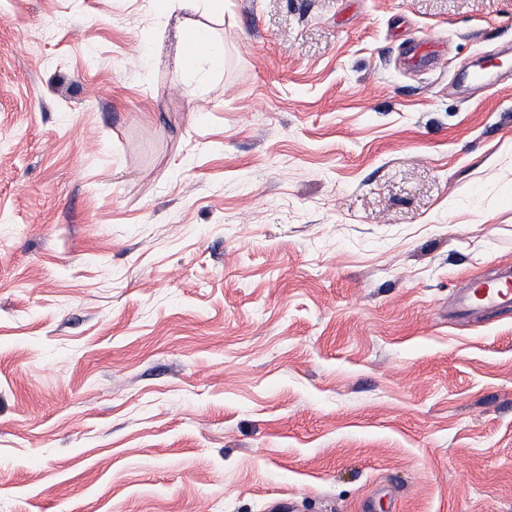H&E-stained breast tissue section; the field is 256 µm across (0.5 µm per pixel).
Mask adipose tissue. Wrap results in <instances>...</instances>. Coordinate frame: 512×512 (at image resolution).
<instances>
[{
	"label": "adipose tissue",
	"mask_w": 512,
	"mask_h": 512,
	"mask_svg": "<svg viewBox=\"0 0 512 512\" xmlns=\"http://www.w3.org/2000/svg\"><path fill=\"white\" fill-rule=\"evenodd\" d=\"M215 0H172L167 24L169 35L177 46L175 65L206 78L224 66L222 43L212 29L194 16L210 11Z\"/></svg>",
	"instance_id": "obj_1"
}]
</instances>
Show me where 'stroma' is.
I'll use <instances>...</instances> for the list:
<instances>
[{
    "label": "stroma",
    "mask_w": 512,
    "mask_h": 512,
    "mask_svg": "<svg viewBox=\"0 0 512 512\" xmlns=\"http://www.w3.org/2000/svg\"><path fill=\"white\" fill-rule=\"evenodd\" d=\"M165 6L0 0V512H512V0ZM215 0H175L171 2L167 25L177 46L175 65L206 78L223 69V44L212 29L189 15L210 11ZM454 310L461 317L512 310V264H502L490 278L469 279L456 289Z\"/></svg>",
    "instance_id": "obj_1"
}]
</instances>
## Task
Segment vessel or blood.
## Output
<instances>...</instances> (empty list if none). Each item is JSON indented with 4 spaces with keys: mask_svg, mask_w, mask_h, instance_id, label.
Masks as SVG:
<instances>
[{
    "mask_svg": "<svg viewBox=\"0 0 512 512\" xmlns=\"http://www.w3.org/2000/svg\"><path fill=\"white\" fill-rule=\"evenodd\" d=\"M454 309L463 317L512 310V264L500 265L492 278L469 279L457 288Z\"/></svg>",
    "mask_w": 512,
    "mask_h": 512,
    "instance_id": "obj_1",
    "label": "vessel or blood"
}]
</instances>
